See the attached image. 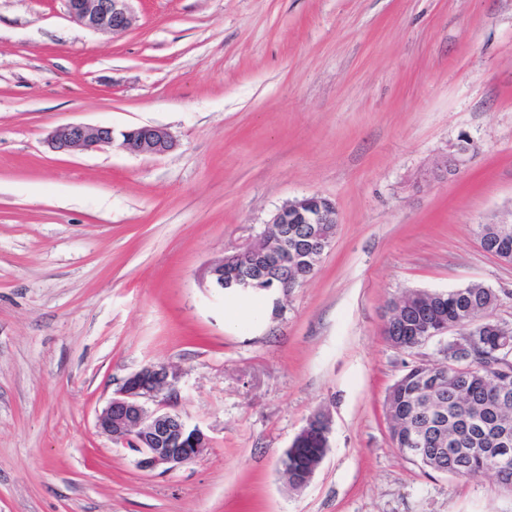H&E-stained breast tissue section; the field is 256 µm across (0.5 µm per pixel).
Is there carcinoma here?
<instances>
[{"label": "carcinoma", "mask_w": 512, "mask_h": 512, "mask_svg": "<svg viewBox=\"0 0 512 512\" xmlns=\"http://www.w3.org/2000/svg\"><path fill=\"white\" fill-rule=\"evenodd\" d=\"M508 233L512 251V224H480L477 237L493 239L501 230ZM470 297L453 290L424 293L412 301L404 334L396 337L404 350L411 349L422 326L445 315L466 331L478 332V341L465 351L462 368H451L438 383L426 377L429 362H415L388 390L386 417L392 441L405 434L429 449L427 459L418 464L439 472L454 461L462 466L454 475L477 478L493 471L499 463L495 441L504 432L512 433V398L500 399V386L512 387V352L500 349L499 337L480 331L481 321L500 302L495 290L474 283L466 287ZM302 456L312 460L323 440L316 434L299 439Z\"/></svg>", "instance_id": "obj_1"}]
</instances>
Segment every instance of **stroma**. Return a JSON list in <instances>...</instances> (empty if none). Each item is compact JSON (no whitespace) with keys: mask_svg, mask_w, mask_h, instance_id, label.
Returning a JSON list of instances; mask_svg holds the SVG:
<instances>
[{"mask_svg":"<svg viewBox=\"0 0 512 512\" xmlns=\"http://www.w3.org/2000/svg\"><path fill=\"white\" fill-rule=\"evenodd\" d=\"M125 33L64 0H0V512H512L483 475L422 469L384 400L430 342L387 303L480 283L512 324V0H135ZM156 125L162 156L58 153L65 123ZM336 237L288 293L218 294L207 267L290 200ZM177 370L209 437L144 472L97 414L132 373ZM332 419L309 485L280 459Z\"/></svg>","mask_w":512,"mask_h":512,"instance_id":"1","label":"stroma"}]
</instances>
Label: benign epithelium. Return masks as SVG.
<instances>
[{"label":"benign epithelium","mask_w":512,"mask_h":512,"mask_svg":"<svg viewBox=\"0 0 512 512\" xmlns=\"http://www.w3.org/2000/svg\"><path fill=\"white\" fill-rule=\"evenodd\" d=\"M134 0H66L68 14L87 29L95 32L122 34L133 24ZM47 145L56 152L71 153L86 151L102 145L117 146L118 149L135 155L160 156L172 151L175 142L163 127L141 125L114 136L112 128L66 123L53 128L47 137ZM272 223L281 225L277 242L265 252L268 268L264 275H238L224 279V265L236 264L257 252L253 241L243 250L208 267L206 276L209 287L216 291L237 292L256 287L274 276L279 279L283 291L299 285L296 277L288 274L294 267L296 255H288V225L314 224V232L306 239L304 253L319 262L336 237L337 223L335 207L318 195L296 198L283 205L273 216ZM488 328L500 336V342L512 345V324L487 319ZM456 331V337L448 339V332ZM469 339L459 326L441 319L431 324L422 343L435 341L444 357L465 348ZM179 375L165 365H147L126 378L109 404L98 413L96 428L112 441L137 454L136 465L147 472L172 471L196 460L208 444V436L198 425H190L177 410ZM313 428L321 429L324 440H329L331 420L328 413L312 414L300 433ZM327 449L307 464L304 472L294 478L297 489L306 487L316 469L325 458Z\"/></svg>","instance_id":"obj_1"}]
</instances>
